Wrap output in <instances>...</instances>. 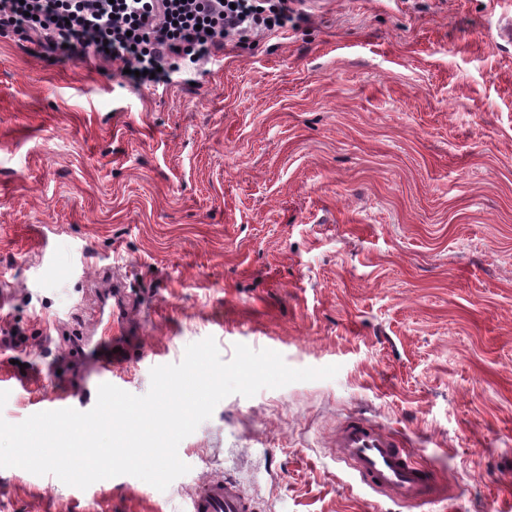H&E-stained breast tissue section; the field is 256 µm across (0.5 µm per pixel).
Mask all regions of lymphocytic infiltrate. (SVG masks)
I'll list each match as a JSON object with an SVG mask.
<instances>
[{"label": "lymphocytic infiltrate", "mask_w": 512, "mask_h": 512, "mask_svg": "<svg viewBox=\"0 0 512 512\" xmlns=\"http://www.w3.org/2000/svg\"><path fill=\"white\" fill-rule=\"evenodd\" d=\"M290 0H0V30L70 59L135 63V86L163 81L179 60L197 62L229 36L285 27Z\"/></svg>", "instance_id": "obj_1"}]
</instances>
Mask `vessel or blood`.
Instances as JSON below:
<instances>
[{
  "instance_id": "b4317fda",
  "label": "vessel or blood",
  "mask_w": 512,
  "mask_h": 512,
  "mask_svg": "<svg viewBox=\"0 0 512 512\" xmlns=\"http://www.w3.org/2000/svg\"><path fill=\"white\" fill-rule=\"evenodd\" d=\"M116 332L111 341L82 336L77 348L100 382H111L114 374L128 364L126 342L129 327L125 307L113 304L99 308ZM337 456L345 461L371 489L391 493L410 501L442 496L443 490L428 471L417 463L413 453L399 439L362 418L347 420L336 433ZM251 503L231 480L210 477L190 494L185 512H250Z\"/></svg>"
}]
</instances>
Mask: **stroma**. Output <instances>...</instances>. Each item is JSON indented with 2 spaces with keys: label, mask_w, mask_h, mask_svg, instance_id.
I'll list each match as a JSON object with an SVG mask.
<instances>
[{
  "label": "stroma",
  "mask_w": 512,
  "mask_h": 512,
  "mask_svg": "<svg viewBox=\"0 0 512 512\" xmlns=\"http://www.w3.org/2000/svg\"><path fill=\"white\" fill-rule=\"evenodd\" d=\"M284 31L135 89L121 62L0 36V418L37 413L93 330L103 266L137 339L119 388L214 338L335 378L223 399L160 491L0 468V512H512V0H302ZM360 415L448 488L380 494L336 456ZM183 512H250L251 503L239 487L224 477H209L188 496Z\"/></svg>",
  "instance_id": "obj_1"
}]
</instances>
